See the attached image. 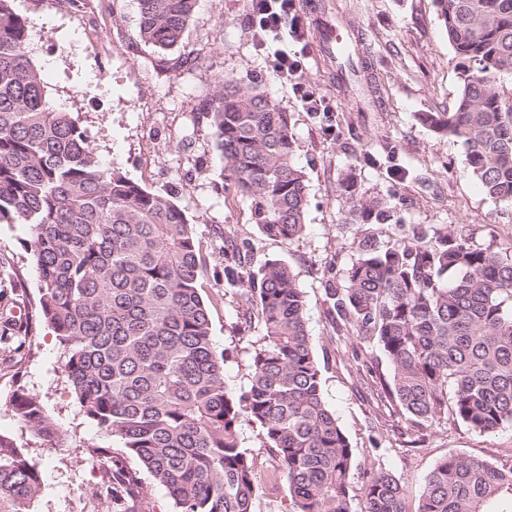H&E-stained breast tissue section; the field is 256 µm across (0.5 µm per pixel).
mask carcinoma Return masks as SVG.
Segmentation results:
<instances>
[{
    "label": "carcinoma",
    "mask_w": 512,
    "mask_h": 512,
    "mask_svg": "<svg viewBox=\"0 0 512 512\" xmlns=\"http://www.w3.org/2000/svg\"><path fill=\"white\" fill-rule=\"evenodd\" d=\"M448 43L460 57L451 112L419 120L465 149L487 196L512 202V111L497 78L512 73V0H438ZM196 0H139V37L160 50L181 44ZM29 25L0 0V224H24L38 271L39 318L66 353L64 372L85 417L112 446L105 463L112 512H150L142 474L165 487L174 512H251L258 455L241 445L261 429L288 489L290 512H354L355 450L322 395L304 291L290 266L267 260L240 271L227 258L224 287L257 309L262 336L239 395L227 391L198 279L203 261L192 226L167 196L101 162L73 113L51 104L26 52ZM326 65L373 111L375 78L360 52ZM264 80L218 79L206 115L215 149L251 220L283 241L305 232L304 172L293 161L288 115ZM352 224L401 225L389 199L364 191L352 171L338 179ZM333 329L377 346L379 370L361 348L358 370L396 416L422 428L454 416L479 434L512 423V253L475 246L448 225L411 224L386 242L362 239L336 287L326 289ZM29 335V317L3 316L0 339ZM20 428L60 446L65 432L38 397H10ZM39 470L17 439L0 435V512H35ZM360 512H407L400 478L379 466ZM417 512H512V468L450 454L430 472Z\"/></svg>",
    "instance_id": "carcinoma-1"
}]
</instances>
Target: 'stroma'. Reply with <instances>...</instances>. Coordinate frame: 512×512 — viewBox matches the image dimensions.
<instances>
[{
    "instance_id": "obj_1",
    "label": "stroma",
    "mask_w": 512,
    "mask_h": 512,
    "mask_svg": "<svg viewBox=\"0 0 512 512\" xmlns=\"http://www.w3.org/2000/svg\"><path fill=\"white\" fill-rule=\"evenodd\" d=\"M358 34L359 49L378 77L380 111L356 109L354 90L337 87L323 67L314 35L259 47L250 0H198L180 46L159 51L139 37L137 0H13L29 23L26 50L41 68L51 101L77 116L103 163L121 168L150 192L169 196L184 212L205 258L199 280L216 352L224 356L231 394L247 384L248 364L260 328L243 333L233 323L250 312L238 290L224 285L227 241L247 252L252 267L280 259L305 291L314 354L322 370L323 396L356 454L350 497L360 503L373 464L401 478L408 506H416L437 461L461 453L499 468L512 467V426L478 434L444 419L417 429L401 421L370 381L356 370L352 342L337 337L327 311L326 283L357 255L364 236L389 240L387 224H348L337 178L355 167L371 194L391 197L408 224L455 225L480 247L512 250V205L487 197L469 175L464 149L448 135L422 125L421 112H449L460 88L459 59L449 45L437 0H330ZM285 51L300 57V80L323 96L328 113L304 109L291 85L273 76ZM224 74L261 76L267 92L288 114L294 160L306 174L310 205L307 231L282 241L261 234L250 203L222 174L206 105ZM377 164H369L367 155ZM407 171L396 180L394 169ZM23 224H0V265L17 273L29 297L38 273ZM14 367L0 366V433L20 437L7 397L24 385L46 415L66 432L64 449L40 440L25 449L42 475L37 512H101L87 497L101 477L85 459L88 446L107 445L90 423L63 374L64 348L54 331L38 323L31 336L10 346ZM242 445L258 453L260 468L252 512H285L286 487L272 486L275 465L259 427H244ZM380 448H373V439Z\"/></svg>"
}]
</instances>
